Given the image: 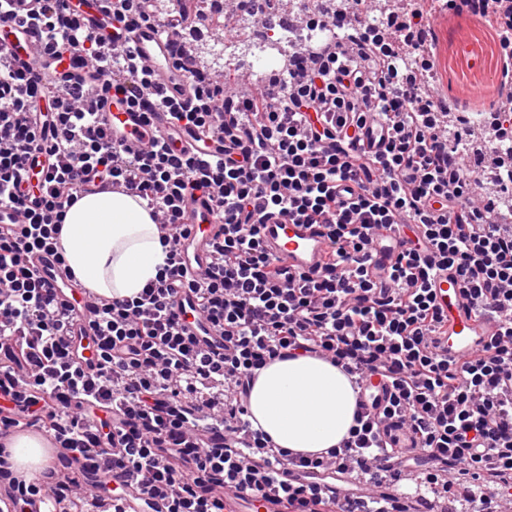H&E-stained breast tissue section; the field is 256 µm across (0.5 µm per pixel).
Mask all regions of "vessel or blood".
I'll list each match as a JSON object with an SVG mask.
<instances>
[{"instance_id":"obj_1","label":"vessel or blood","mask_w":512,"mask_h":512,"mask_svg":"<svg viewBox=\"0 0 512 512\" xmlns=\"http://www.w3.org/2000/svg\"><path fill=\"white\" fill-rule=\"evenodd\" d=\"M67 7L83 21L90 35L103 39L109 46L128 47L138 55L154 70L161 90L181 99L188 98V76L175 63L162 23L135 29L113 27L111 18L102 7V0H67ZM0 50L7 52L15 65L27 67L38 75L49 67L64 74L75 71L80 65L79 55L75 52H65L54 59L44 60L35 51L32 30L8 22L0 23ZM98 110L113 141L129 152L143 148L159 135L184 148L196 141L195 133L174 128L167 113L161 111L154 112L150 121L145 123L139 113L129 111L119 99L111 97L102 98ZM213 209V203L199 194L188 197L184 202L182 221L188 224L189 233L180 239L178 259L187 272L195 277L205 274L213 259L212 243L218 230ZM262 239L267 252L280 267L293 272L319 270L329 249L328 241L318 225L294 224L282 216L265 219ZM35 264L39 276L71 305L77 359L87 370H94V329L90 323V308L101 301V294L70 279L55 252L42 253ZM434 288L438 305L448 315L449 356L460 359L469 357L495 333V324L465 308L461 286L453 274L445 271L439 273ZM176 307L182 313L183 326L189 335L195 336L207 350L222 351V337L197 313L193 294L180 293ZM224 503L227 512H274L269 501L238 497L232 493L226 495Z\"/></svg>"}]
</instances>
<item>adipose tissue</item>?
Listing matches in <instances>:
<instances>
[{
	"label": "adipose tissue",
	"instance_id": "adipose-tissue-1",
	"mask_svg": "<svg viewBox=\"0 0 512 512\" xmlns=\"http://www.w3.org/2000/svg\"><path fill=\"white\" fill-rule=\"evenodd\" d=\"M59 245L76 278L106 296H136L166 257L145 202L115 192L85 196L70 208ZM356 396L339 368L299 355L268 363L250 389L247 407L253 427L277 447L317 454L347 435Z\"/></svg>",
	"mask_w": 512,
	"mask_h": 512
}]
</instances>
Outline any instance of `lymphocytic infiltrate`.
<instances>
[{
    "instance_id": "f902f5d3",
    "label": "lymphocytic infiltrate",
    "mask_w": 512,
    "mask_h": 512,
    "mask_svg": "<svg viewBox=\"0 0 512 512\" xmlns=\"http://www.w3.org/2000/svg\"><path fill=\"white\" fill-rule=\"evenodd\" d=\"M26 16L0 0V22L39 30L38 51L72 48L80 69L54 82L15 69L0 52V481L13 490L6 512H30L37 498L55 512H124L123 487L141 482L160 512H224V493L268 497L284 512H407L383 492L399 469L427 460L412 491L447 496L453 476L470 480L478 512L512 503V232L503 223L512 197V113L493 133L473 132L466 114L448 117L432 93L434 62L416 0L392 11L381 30L370 14L343 9L325 27L336 37L297 46L285 67L249 94L177 63L189 75V102L156 92V74L128 49L90 42L65 0H36ZM477 9L500 44L501 81L512 85V0H447ZM130 108L169 112L175 127L220 142L208 160L161 137L133 156L113 143L95 108L99 94ZM46 113H37L38 104ZM388 130L363 147L367 113ZM55 164L29 184L31 150ZM142 199L167 248L155 280L132 298L94 311L98 369L72 358L73 319L45 288L36 257L58 250L67 211L94 177ZM200 193L222 226L212 267L188 276L177 246L188 227L184 199ZM282 215L319 225L331 251L320 272L275 265L261 240L263 221ZM396 229L398 254L375 268L377 232ZM452 271L475 312L497 326L465 361L449 358L447 316L432 282ZM191 292L198 313L224 338L201 348L186 334L173 296ZM330 361L353 384L377 374L385 403L357 405L336 448L291 454L248 419L259 370L295 355ZM47 431L55 465L26 479L5 447L18 429ZM416 445L396 447L387 430ZM298 479H289V471ZM362 474L373 494L330 496L311 472ZM97 487L87 493L86 485Z\"/></svg>"
}]
</instances>
